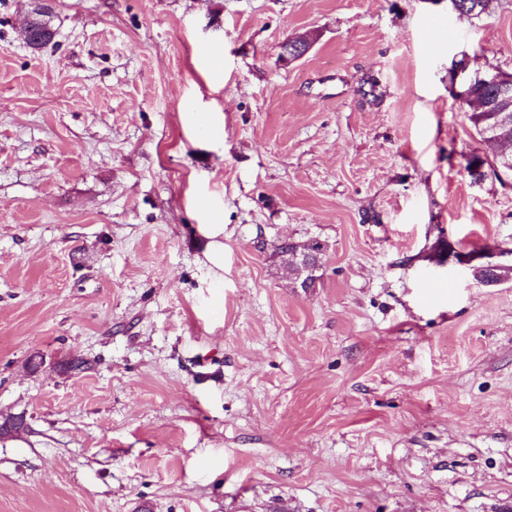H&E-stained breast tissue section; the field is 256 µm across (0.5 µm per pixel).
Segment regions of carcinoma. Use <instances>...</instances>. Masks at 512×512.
<instances>
[{
  "label": "carcinoma",
  "mask_w": 512,
  "mask_h": 512,
  "mask_svg": "<svg viewBox=\"0 0 512 512\" xmlns=\"http://www.w3.org/2000/svg\"><path fill=\"white\" fill-rule=\"evenodd\" d=\"M496 91L482 85L472 87V96L475 102L474 110L469 115L483 140L496 148V161L498 164L512 162V112H500L494 104ZM277 250L288 254L292 259V266L288 273L293 283L302 288L314 286L316 276L314 272L320 266L323 246L320 244L300 245L285 241L278 245Z\"/></svg>",
  "instance_id": "1"
}]
</instances>
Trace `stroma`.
<instances>
[{"label": "stroma", "instance_id": "1", "mask_svg": "<svg viewBox=\"0 0 512 512\" xmlns=\"http://www.w3.org/2000/svg\"><path fill=\"white\" fill-rule=\"evenodd\" d=\"M49 6L0 0V512H512V174L449 74L512 0ZM281 253L288 252L292 259V267L288 266V273L292 276L293 283H299L300 288H311L314 286L316 276L313 272L320 266L321 255L324 247L322 244L300 245L292 242H282L276 248Z\"/></svg>", "mask_w": 512, "mask_h": 512}]
</instances>
